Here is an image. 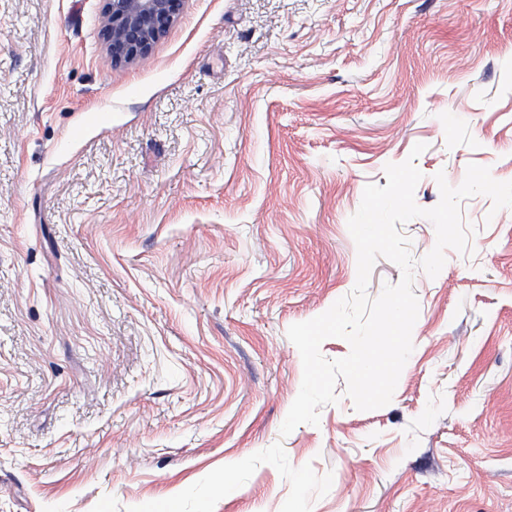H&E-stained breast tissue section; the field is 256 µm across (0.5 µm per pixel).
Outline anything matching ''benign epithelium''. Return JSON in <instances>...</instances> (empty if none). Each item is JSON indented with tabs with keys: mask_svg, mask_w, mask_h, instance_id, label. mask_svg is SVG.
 Listing matches in <instances>:
<instances>
[{
	"mask_svg": "<svg viewBox=\"0 0 512 512\" xmlns=\"http://www.w3.org/2000/svg\"><path fill=\"white\" fill-rule=\"evenodd\" d=\"M181 0H103V35L112 61L143 58L175 20Z\"/></svg>",
	"mask_w": 512,
	"mask_h": 512,
	"instance_id": "7a95c632",
	"label": "benign epithelium"
}]
</instances>
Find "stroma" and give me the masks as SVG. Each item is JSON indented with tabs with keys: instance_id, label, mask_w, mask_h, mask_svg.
I'll return each mask as SVG.
<instances>
[{
	"instance_id": "35a3bbf8",
	"label": "stroma",
	"mask_w": 512,
	"mask_h": 512,
	"mask_svg": "<svg viewBox=\"0 0 512 512\" xmlns=\"http://www.w3.org/2000/svg\"><path fill=\"white\" fill-rule=\"evenodd\" d=\"M102 0H0V512H126L282 442L332 475L311 512H512V208L415 271L391 402L338 382L280 427L290 325L357 278L364 188L416 204L512 181V0H182L113 64ZM259 465L214 512H280Z\"/></svg>"
}]
</instances>
